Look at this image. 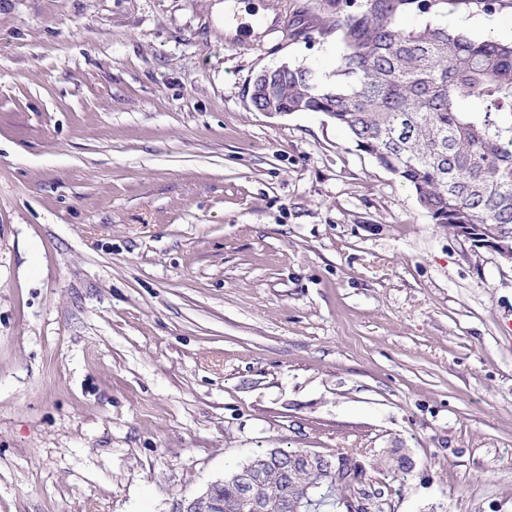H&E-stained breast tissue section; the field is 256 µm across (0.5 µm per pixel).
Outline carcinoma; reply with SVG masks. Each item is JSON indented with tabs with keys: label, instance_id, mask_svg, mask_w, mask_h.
<instances>
[{
	"label": "carcinoma",
	"instance_id": "cac0c4a2",
	"mask_svg": "<svg viewBox=\"0 0 512 512\" xmlns=\"http://www.w3.org/2000/svg\"><path fill=\"white\" fill-rule=\"evenodd\" d=\"M505 0H329L335 8L319 36H336V68L321 72L290 63L258 87L253 106L321 112L345 129L358 151L395 175L433 223L498 224L512 232V40L478 38L431 17L469 8L490 12ZM420 21L406 28L402 18ZM306 451H270L246 466L260 475L254 488L267 512L281 508L287 487L315 495L317 512H343L331 487L320 485ZM299 460L292 482L281 461ZM336 470L360 483L366 469L346 452ZM391 479L409 471L381 453ZM224 512L238 508L239 488L215 489Z\"/></svg>",
	"mask_w": 512,
	"mask_h": 512
}]
</instances>
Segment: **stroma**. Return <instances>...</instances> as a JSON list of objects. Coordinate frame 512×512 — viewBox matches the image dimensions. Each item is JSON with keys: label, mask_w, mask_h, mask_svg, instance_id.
Instances as JSON below:
<instances>
[{"label": "stroma", "mask_w": 512, "mask_h": 512, "mask_svg": "<svg viewBox=\"0 0 512 512\" xmlns=\"http://www.w3.org/2000/svg\"><path fill=\"white\" fill-rule=\"evenodd\" d=\"M327 17L0 0V512H181L270 448L357 453L392 512H512V264L324 114L250 102L335 68ZM385 450L386 448L382 450L380 456V466L386 471L387 476H390L391 479H404L405 476L410 473L400 462H396L395 460L402 461V463L411 470L415 468L416 463L413 456L404 448H393V458L395 460L391 459V457L385 453Z\"/></svg>", "instance_id": "1"}]
</instances>
